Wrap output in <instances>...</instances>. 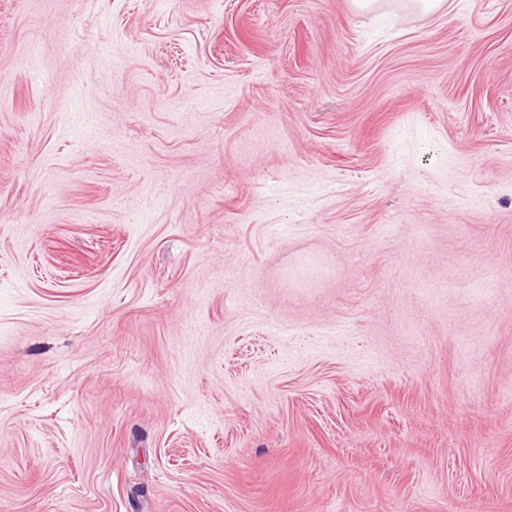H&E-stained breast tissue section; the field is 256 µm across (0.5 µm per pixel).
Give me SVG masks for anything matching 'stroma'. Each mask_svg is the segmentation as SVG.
<instances>
[{
  "instance_id": "35a3bbf8",
  "label": "stroma",
  "mask_w": 512,
  "mask_h": 512,
  "mask_svg": "<svg viewBox=\"0 0 512 512\" xmlns=\"http://www.w3.org/2000/svg\"><path fill=\"white\" fill-rule=\"evenodd\" d=\"M0 512H512V0H0Z\"/></svg>"
}]
</instances>
